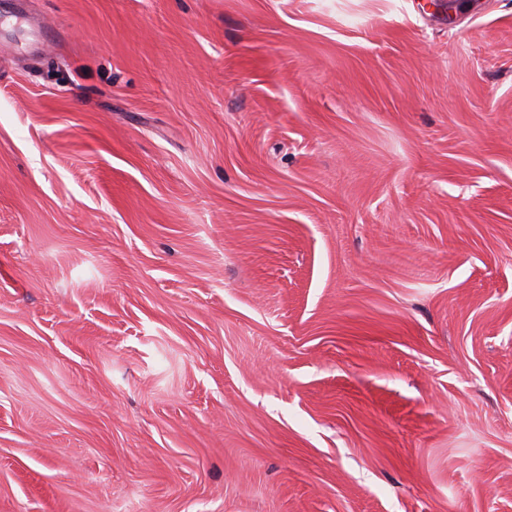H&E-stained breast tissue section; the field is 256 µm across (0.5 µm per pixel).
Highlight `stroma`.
<instances>
[{
    "instance_id": "1",
    "label": "stroma",
    "mask_w": 512,
    "mask_h": 512,
    "mask_svg": "<svg viewBox=\"0 0 512 512\" xmlns=\"http://www.w3.org/2000/svg\"><path fill=\"white\" fill-rule=\"evenodd\" d=\"M0 512H512V0L1 10Z\"/></svg>"
}]
</instances>
